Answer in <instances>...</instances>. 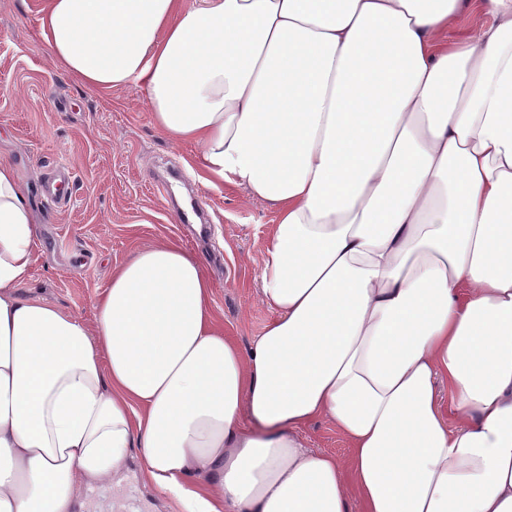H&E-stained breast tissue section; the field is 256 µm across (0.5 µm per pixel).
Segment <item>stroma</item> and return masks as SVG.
Listing matches in <instances>:
<instances>
[{
  "label": "stroma",
  "mask_w": 512,
  "mask_h": 512,
  "mask_svg": "<svg viewBox=\"0 0 512 512\" xmlns=\"http://www.w3.org/2000/svg\"><path fill=\"white\" fill-rule=\"evenodd\" d=\"M44 0H0V162L12 165L37 226L22 297L95 328V301L139 247L173 241L206 261L212 306L240 347L273 313L257 277L275 207L228 183L205 184L199 147L154 126L142 86H87L48 52ZM132 454L120 483L82 484L81 512H180L141 478Z\"/></svg>",
  "instance_id": "1"
}]
</instances>
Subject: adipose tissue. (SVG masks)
Returning <instances> with one entry per match:
<instances>
[{
    "mask_svg": "<svg viewBox=\"0 0 512 512\" xmlns=\"http://www.w3.org/2000/svg\"><path fill=\"white\" fill-rule=\"evenodd\" d=\"M466 4L45 0L68 71L142 85L202 173L275 205L274 316L240 348L170 241L95 329L20 297L36 227L0 162V512H76L134 449L183 512H512V0L442 45ZM306 436L310 448L316 451L344 455L347 453V445L343 439L324 422L317 421L305 428Z\"/></svg>",
    "mask_w": 512,
    "mask_h": 512,
    "instance_id": "adipose-tissue-1",
    "label": "adipose tissue"
}]
</instances>
